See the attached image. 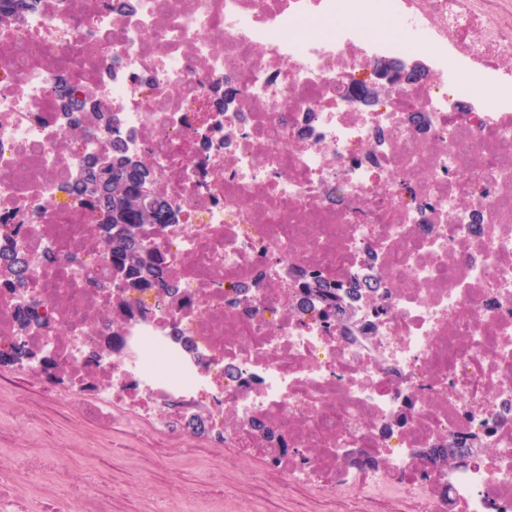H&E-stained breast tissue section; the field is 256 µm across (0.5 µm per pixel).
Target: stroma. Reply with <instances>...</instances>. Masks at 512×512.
<instances>
[{
  "label": "stroma",
  "mask_w": 512,
  "mask_h": 512,
  "mask_svg": "<svg viewBox=\"0 0 512 512\" xmlns=\"http://www.w3.org/2000/svg\"><path fill=\"white\" fill-rule=\"evenodd\" d=\"M10 373L0 365V484L14 481L28 512H45L43 477L37 471L16 479L15 466L22 451L40 448L53 449L61 459L82 457L69 492L94 495L115 482L113 512H199L204 500L218 496L224 512H409L411 507L396 491V478L360 488L279 478L269 459H246L200 428L180 433L203 445L207 458L175 461L166 455L173 442L163 432L133 424L113 434L39 384L10 381Z\"/></svg>",
  "instance_id": "obj_1"
}]
</instances>
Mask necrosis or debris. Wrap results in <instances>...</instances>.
Listing matches in <instances>:
<instances>
[{
    "label": "necrosis or debris",
    "mask_w": 512,
    "mask_h": 512,
    "mask_svg": "<svg viewBox=\"0 0 512 512\" xmlns=\"http://www.w3.org/2000/svg\"><path fill=\"white\" fill-rule=\"evenodd\" d=\"M36 0L0 13V222L45 314L28 332L72 360L66 400L120 430L206 419L266 455L242 423L284 426L281 475L328 485L398 475L418 512H512V0ZM426 60L430 81L357 108L380 60ZM77 91L114 127L61 111ZM477 112L458 111L461 99ZM150 149L181 209L154 244L185 307L109 287L107 244L71 187L85 155ZM374 265L384 312L365 335L322 305L293 315L308 270ZM483 447L445 475L419 451ZM379 468L352 470L346 448Z\"/></svg>",
    "instance_id": "obj_1"
}]
</instances>
